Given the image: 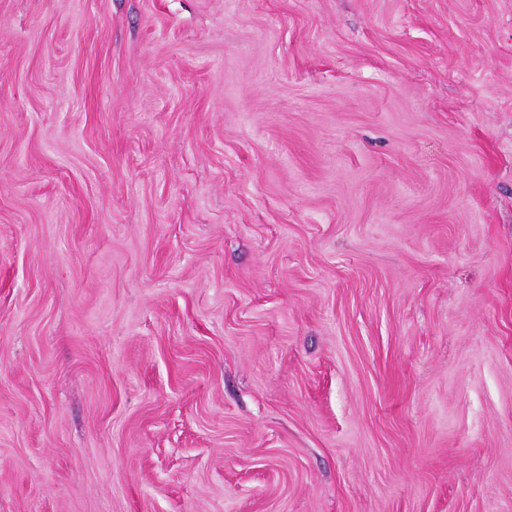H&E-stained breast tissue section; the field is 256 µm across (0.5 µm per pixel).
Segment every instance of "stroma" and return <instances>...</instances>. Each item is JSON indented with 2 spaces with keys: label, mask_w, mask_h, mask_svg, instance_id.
Listing matches in <instances>:
<instances>
[{
  "label": "stroma",
  "mask_w": 512,
  "mask_h": 512,
  "mask_svg": "<svg viewBox=\"0 0 512 512\" xmlns=\"http://www.w3.org/2000/svg\"><path fill=\"white\" fill-rule=\"evenodd\" d=\"M0 512H512V0H0Z\"/></svg>",
  "instance_id": "stroma-1"
}]
</instances>
